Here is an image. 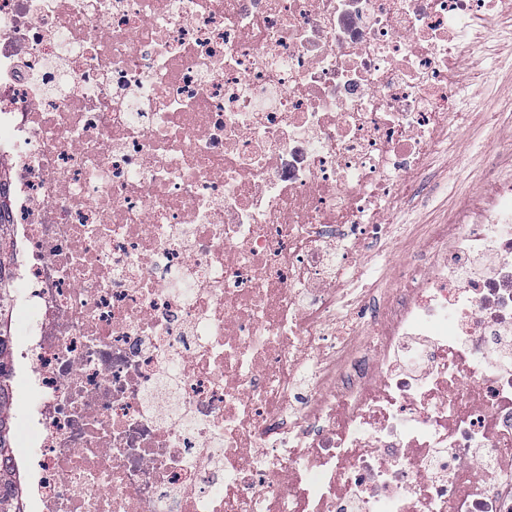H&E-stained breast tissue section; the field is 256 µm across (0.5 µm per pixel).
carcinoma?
Wrapping results in <instances>:
<instances>
[{
	"label": "carcinoma",
	"mask_w": 512,
	"mask_h": 512,
	"mask_svg": "<svg viewBox=\"0 0 512 512\" xmlns=\"http://www.w3.org/2000/svg\"><path fill=\"white\" fill-rule=\"evenodd\" d=\"M6 204L0 199V512H23L17 475L3 466L13 453L14 417L12 413L13 342L6 315L13 303L14 252L12 225L6 219Z\"/></svg>",
	"instance_id": "obj_1"
}]
</instances>
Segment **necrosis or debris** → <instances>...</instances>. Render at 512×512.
<instances>
[{
  "instance_id": "4bbe7bcc",
  "label": "necrosis or debris",
  "mask_w": 512,
  "mask_h": 512,
  "mask_svg": "<svg viewBox=\"0 0 512 512\" xmlns=\"http://www.w3.org/2000/svg\"><path fill=\"white\" fill-rule=\"evenodd\" d=\"M512 0H0L25 512H512V166L391 216Z\"/></svg>"
}]
</instances>
